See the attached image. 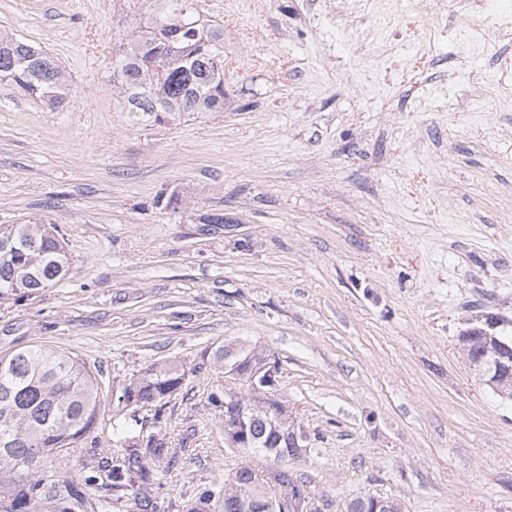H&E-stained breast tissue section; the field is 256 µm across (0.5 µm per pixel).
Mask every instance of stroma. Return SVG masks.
<instances>
[{
    "instance_id": "stroma-1",
    "label": "stroma",
    "mask_w": 512,
    "mask_h": 512,
    "mask_svg": "<svg viewBox=\"0 0 512 512\" xmlns=\"http://www.w3.org/2000/svg\"><path fill=\"white\" fill-rule=\"evenodd\" d=\"M427 2L200 0L228 109L137 124L112 90L119 0H0V29L71 84L52 111L0 88V224H55L71 256L54 287L0 300V356L70 352L101 399L85 447L44 469L111 459L123 385L170 359L182 385L140 414L159 501L267 477L279 462L224 444L211 354L245 340L320 436L284 467L321 512L366 494L512 512V401L456 345L468 320L512 326V43L470 51L466 14Z\"/></svg>"
}]
</instances>
